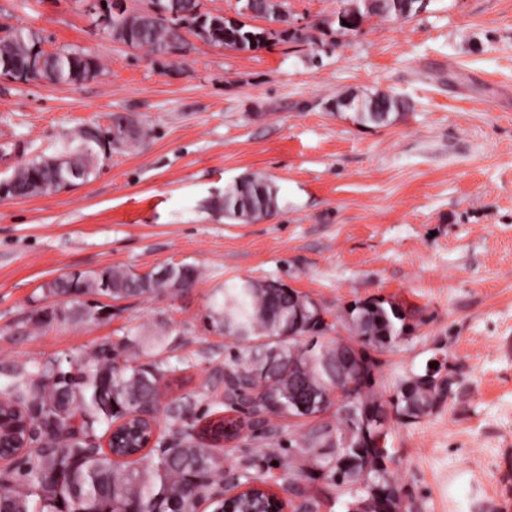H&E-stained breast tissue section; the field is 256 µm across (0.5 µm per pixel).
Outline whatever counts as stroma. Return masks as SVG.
I'll list each match as a JSON object with an SVG mask.
<instances>
[{
	"label": "stroma",
	"instance_id": "1",
	"mask_svg": "<svg viewBox=\"0 0 512 512\" xmlns=\"http://www.w3.org/2000/svg\"><path fill=\"white\" fill-rule=\"evenodd\" d=\"M345 0H286L310 45L226 50L187 34L149 57L114 41L86 0H0V33L97 58L79 85L0 77V135L52 154L67 133L122 113L149 137L72 189L0 199V371L76 363L101 342L166 326L159 433L180 404L213 420L205 380L229 363L208 327L223 285L277 279L328 311L385 298L418 309L380 354L392 388L447 353L455 385L434 412L394 425L405 512H512V0H426L414 16L343 31ZM394 93L405 110L360 125L342 98ZM267 177L279 207L237 223L208 201ZM198 267L189 290L116 302L103 320L39 328L43 286L105 266Z\"/></svg>",
	"mask_w": 512,
	"mask_h": 512
}]
</instances>
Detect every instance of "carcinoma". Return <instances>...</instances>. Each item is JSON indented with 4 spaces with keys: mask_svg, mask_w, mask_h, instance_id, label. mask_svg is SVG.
I'll use <instances>...</instances> for the list:
<instances>
[{
    "mask_svg": "<svg viewBox=\"0 0 512 512\" xmlns=\"http://www.w3.org/2000/svg\"><path fill=\"white\" fill-rule=\"evenodd\" d=\"M166 16H143L135 26L112 16V33L122 42L150 56L165 55L184 44L183 30L193 29L199 38L224 49L255 52L275 42L305 44L313 40L310 28L289 31L292 16L284 4L255 0L260 18L269 26H236L228 20L199 12L200 0H158ZM401 0H381L378 11L360 7L337 15L338 28L357 31L375 15L396 22L405 18ZM348 25H343V22ZM42 37L29 28H16L0 40V56L8 55L20 71L30 61H42L33 79L55 85H78L99 72L96 59L85 53L40 50ZM404 103L396 95L376 94L357 103L352 120L358 124H385ZM118 116L108 124L81 127L54 153L64 158L53 168L47 157L23 160L25 146L18 140L0 141V159H16L8 180L7 197L26 199L65 189L71 170L90 177L106 159L105 150H127L147 138L138 128L134 143L126 145L112 131ZM278 208V191L264 176L242 177L211 201L210 209L230 220L251 222L268 217ZM169 280H149L128 269L106 267L99 271L65 272L47 285L48 295L58 298L53 310L33 318L39 327L76 322L91 313L81 296L103 295L114 300L151 297L178 292L175 284L194 287L198 268L170 264ZM327 312L317 300L292 288L268 292L250 281L224 286L211 321L242 345L224 371L212 377L204 390L223 389L227 416L196 429L179 426L172 417L170 438L159 437L149 450L103 448L94 445L99 429L134 421L133 415L161 402V383L168 369L159 362L119 365L116 357L137 347L138 332L130 329L123 341L105 342L93 348L82 364L63 367L45 363L33 369L0 373V436L5 442L21 439L22 447L5 453L0 467V512H198L210 498L212 487L224 474V457L216 443L231 438L244 423L259 428L274 419L298 415L295 395H314L310 419L288 424L299 430L289 447L298 465L288 473L295 495L315 506L319 500L341 504L345 512L359 500L370 501L371 512H402L400 490L389 467L391 429L377 446L375 417L384 414L390 423H412L433 412L452 385L426 384L408 376L388 393L377 385V362L369 352L397 345L412 330L415 311L382 298L354 302L336 313L335 321L321 326ZM356 339L364 352L349 366L325 362V355L343 349L346 338ZM276 350L272 366L267 353ZM340 394L336 405L332 394ZM240 478L264 483L266 470L255 460L242 457Z\"/></svg>",
    "mask_w": 512,
    "mask_h": 512,
    "instance_id": "1",
    "label": "carcinoma"
}]
</instances>
